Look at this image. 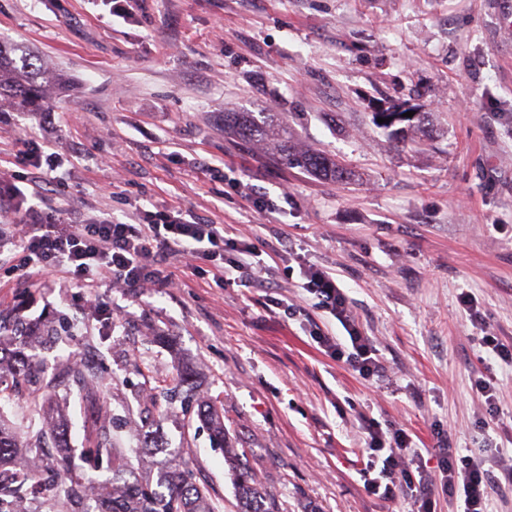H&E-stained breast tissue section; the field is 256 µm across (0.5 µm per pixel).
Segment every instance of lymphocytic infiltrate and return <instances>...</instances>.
Segmentation results:
<instances>
[{
  "label": "lymphocytic infiltrate",
  "instance_id": "f902f5d3",
  "mask_svg": "<svg viewBox=\"0 0 512 512\" xmlns=\"http://www.w3.org/2000/svg\"><path fill=\"white\" fill-rule=\"evenodd\" d=\"M17 202L0 212L9 235L1 243L8 246L17 268L25 275L57 276L74 287L92 291L101 286L135 288L144 282L172 286L171 275L162 266L169 253L177 252L189 260L207 261L214 278L240 285L260 286L273 267L269 253L245 245L231 247L220 224H208L189 215L186 210L151 211L133 206L127 221L99 216L80 219L53 208L43 207L39 192H12ZM301 289L309 294L314 308L337 320L348 338L340 340L329 329L314 328L311 339L338 361L363 377L381 370L376 348L353 323L348 300L338 286L336 276L326 268H307L300 272ZM369 448L383 453L382 467L370 485L393 497L409 494L416 512H435V487L425 471L414 472L398 465L400 455L419 457L408 434L394 430L391 437L382 432L370 433ZM443 458L442 479L449 497L455 498L458 512H487L494 481L481 463L457 456L455 449L438 445Z\"/></svg>",
  "mask_w": 512,
  "mask_h": 512
}]
</instances>
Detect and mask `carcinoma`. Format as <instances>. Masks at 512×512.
<instances>
[{"instance_id":"1","label":"carcinoma","mask_w":512,"mask_h":512,"mask_svg":"<svg viewBox=\"0 0 512 512\" xmlns=\"http://www.w3.org/2000/svg\"><path fill=\"white\" fill-rule=\"evenodd\" d=\"M50 82V73L34 55L19 47L0 50V96L10 97L16 108H47L51 104ZM376 117L387 119L382 127L403 141L425 126L422 112L411 117L400 112H378ZM224 121L232 124L234 134L242 141H271L287 162L324 180L342 182L352 176L348 168L320 151L296 149L288 140V124L277 117L260 126L250 113L233 112L225 115ZM398 123L403 127L392 129ZM9 368L24 383L33 370L22 354L9 362ZM32 414L40 423H30L23 437L0 420V512H219L210 492L193 483L185 469H165L156 481L138 474L132 457L140 456L144 448L163 447L160 436L148 435L140 446L124 448L114 429L105 422L89 432L83 449L88 471L104 464L112 467V482L106 486L105 498L91 506L81 478H55V472L68 467V456L59 455L34 469L26 466L28 460L35 458L34 452L50 443L62 451L68 447L66 414L40 400L36 391L32 393ZM197 416L209 426L213 442L224 445V460L237 487V512H280L274 495L254 480L237 449L225 445L224 415L211 402L203 400L198 404Z\"/></svg>"}]
</instances>
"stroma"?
I'll list each match as a JSON object with an SVG mask.
<instances>
[{
    "mask_svg": "<svg viewBox=\"0 0 512 512\" xmlns=\"http://www.w3.org/2000/svg\"><path fill=\"white\" fill-rule=\"evenodd\" d=\"M0 0V45L32 51L72 83L52 92L50 114L0 100V184L43 182L21 153L37 141L58 156L48 205L124 218L132 205L192 210L227 237L279 259L270 285L220 284L171 266L181 287L98 288L22 277L0 261V356L16 351L18 319L68 330L32 339L25 353L68 405L70 444L113 421L139 445L143 401L181 367L177 391L145 457L176 461L208 486L221 512L237 490L224 451L196 416L205 397L224 410L235 448L281 512H410L369 484L368 424L396 423L428 446L420 464L439 475L437 442L489 469V512H512V363L481 338L512 344V0ZM426 113L416 143L397 144L373 120L389 108ZM228 112L288 121L302 147L350 168L332 182L283 164L268 147L237 142ZM278 195L255 210L229 184ZM331 269L356 326L385 367L362 378L314 343L337 321L303 299L302 264ZM300 303L288 318L277 294ZM471 297L484 325L461 304ZM91 355L99 383L88 403L65 372ZM496 387L494 405L475 389Z\"/></svg>",
    "mask_w": 512,
    "mask_h": 512,
    "instance_id": "stroma-1",
    "label": "stroma"
}]
</instances>
